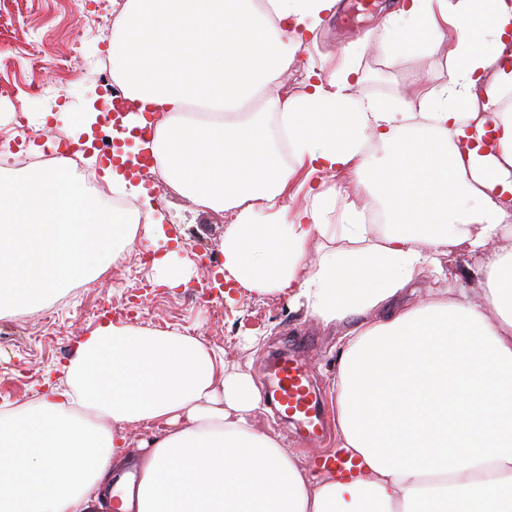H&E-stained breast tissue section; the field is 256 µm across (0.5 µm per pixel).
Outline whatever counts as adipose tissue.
Here are the masks:
<instances>
[{
  "mask_svg": "<svg viewBox=\"0 0 512 512\" xmlns=\"http://www.w3.org/2000/svg\"><path fill=\"white\" fill-rule=\"evenodd\" d=\"M337 5L124 0L112 78L140 108L113 130L102 178L138 200L144 221L86 199L67 158L1 178L0 305L99 277L143 245L159 284L190 280L154 196L126 167L150 149L199 210L232 212L222 251L236 283L292 295L326 324L354 318L333 419L360 473L312 474L258 431L259 388L202 337L109 322L35 403L0 411V512H88L115 496L124 512H512V250L486 249L512 216V104L501 96L512 91V0H402L384 18V53L451 40L438 87L381 104L353 97L351 71L328 79L311 67L299 92L276 93L294 44ZM259 95L264 111H249ZM147 125L151 141L133 140ZM337 171L355 175L356 195L313 186ZM364 191L385 216L381 235L356 199ZM317 237L330 248L312 263ZM459 251L482 257L469 272L480 304L438 288L368 321ZM135 424L157 433L134 456Z\"/></svg>",
  "mask_w": 512,
  "mask_h": 512,
  "instance_id": "1",
  "label": "adipose tissue"
}]
</instances>
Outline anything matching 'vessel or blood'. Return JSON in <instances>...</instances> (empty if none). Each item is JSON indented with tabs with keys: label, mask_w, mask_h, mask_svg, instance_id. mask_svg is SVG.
<instances>
[{
	"label": "vessel or blood",
	"mask_w": 512,
	"mask_h": 512,
	"mask_svg": "<svg viewBox=\"0 0 512 512\" xmlns=\"http://www.w3.org/2000/svg\"><path fill=\"white\" fill-rule=\"evenodd\" d=\"M272 375L276 412L304 428H321V407L311 391L310 374L304 364L293 357H283L275 364Z\"/></svg>",
	"instance_id": "1"
}]
</instances>
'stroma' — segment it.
Here are the masks:
<instances>
[{
	"label": "stroma",
	"mask_w": 512,
	"mask_h": 512,
	"mask_svg": "<svg viewBox=\"0 0 512 512\" xmlns=\"http://www.w3.org/2000/svg\"><path fill=\"white\" fill-rule=\"evenodd\" d=\"M398 3L372 0L365 11L355 0H341L316 40L298 49L295 71L282 78L283 88L295 91L311 62L322 66L327 76L343 63L356 70L358 81L352 93L357 97L395 101L409 96L416 80H423L429 88L443 83L449 42L423 44L407 55L380 53L381 21ZM111 42L108 30L89 37L86 15L76 0H0V136L17 139L32 154L45 148L48 135L57 132L56 125L51 121L43 127L33 125L24 136H16L10 120L16 109L92 111L102 100L101 74L104 64L112 60L107 51ZM73 44L80 46L86 62L75 74L65 62ZM42 87L58 90L57 99L39 95ZM155 194L166 216L165 231L179 237L182 256L193 263L188 285L153 287L152 255L139 250L93 281L61 289L29 311L0 317V405L14 407L30 401L44 389L46 380H60L77 338L101 321L176 328L203 337L223 351L227 365L250 364L263 398V408L255 415L257 429L306 452L307 464H315L333 430L325 428L318 437L308 439L278 416L271 402L269 364L278 353L301 360L311 371L321 407H328L335 390L338 340L348 323L324 324L285 295L259 296L239 289L228 300L219 290L201 293L200 285L213 279L215 268L199 256L220 254L232 215L197 210L187 198L166 197L160 187ZM475 262V257L460 255L452 275L443 279L423 272L403 295V302L427 301L437 287L472 291L474 282L463 270Z\"/></svg>",
	"instance_id": "obj_1"
}]
</instances>
